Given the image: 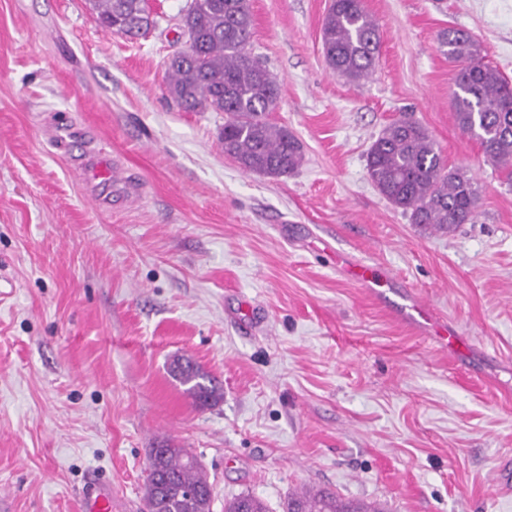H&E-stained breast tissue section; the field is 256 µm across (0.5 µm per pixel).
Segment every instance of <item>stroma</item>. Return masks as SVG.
Returning <instances> with one entry per match:
<instances>
[{
    "instance_id": "stroma-1",
    "label": "stroma",
    "mask_w": 512,
    "mask_h": 512,
    "mask_svg": "<svg viewBox=\"0 0 512 512\" xmlns=\"http://www.w3.org/2000/svg\"><path fill=\"white\" fill-rule=\"evenodd\" d=\"M186 3L150 0L132 39L88 0H0V512H79L95 484L141 512L163 444L200 458L212 512L242 493L282 512L305 489L512 512V182L460 131L439 45L466 31L512 81V0H363L383 38L360 82L324 60L331 0H250L248 49L280 84L268 118L304 155L278 178L225 155L223 113L168 95ZM404 114L475 178L469 223H411L370 182L367 150ZM60 121L79 131L64 152ZM94 148L112 183L84 181ZM408 290L464 358L397 320ZM177 355L219 380L218 405L193 404Z\"/></svg>"
}]
</instances>
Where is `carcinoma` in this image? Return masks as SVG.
Instances as JSON below:
<instances>
[{
	"label": "carcinoma",
	"instance_id": "carcinoma-1",
	"mask_svg": "<svg viewBox=\"0 0 512 512\" xmlns=\"http://www.w3.org/2000/svg\"><path fill=\"white\" fill-rule=\"evenodd\" d=\"M99 25L130 38L149 31L148 0H90ZM182 23L184 50L166 68L170 97L188 112L224 113V154L247 171L284 176L297 169L303 154L288 129L268 120L279 105L277 78L246 50L253 16L248 0H190ZM381 35L363 0H332L322 23L328 66L351 80L374 72ZM448 59L459 66L453 103L459 128L480 143L487 161L512 178V83L485 61L480 44L450 29L440 36ZM366 171L374 187L411 222L451 230L470 221L478 189L467 172L448 167L428 130L404 114L386 125L367 152ZM173 377L201 407L223 399L218 381L190 357L175 358ZM212 485L198 458L185 448L151 449L145 512H211ZM224 512H269L251 494L224 502ZM285 512H379L361 502L343 501L328 491L293 493Z\"/></svg>",
	"mask_w": 512,
	"mask_h": 512
}]
</instances>
